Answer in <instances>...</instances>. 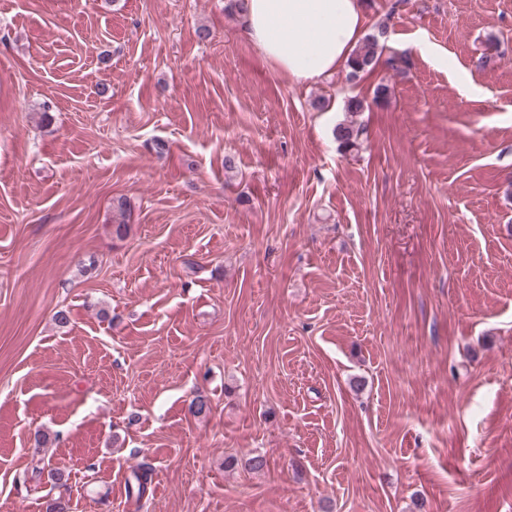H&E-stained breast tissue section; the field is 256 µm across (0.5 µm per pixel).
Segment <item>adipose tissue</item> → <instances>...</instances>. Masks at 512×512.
<instances>
[{"label": "adipose tissue", "instance_id": "obj_1", "mask_svg": "<svg viewBox=\"0 0 512 512\" xmlns=\"http://www.w3.org/2000/svg\"><path fill=\"white\" fill-rule=\"evenodd\" d=\"M363 0H245L242 29L276 71L317 83L345 68L365 28Z\"/></svg>", "mask_w": 512, "mask_h": 512}]
</instances>
